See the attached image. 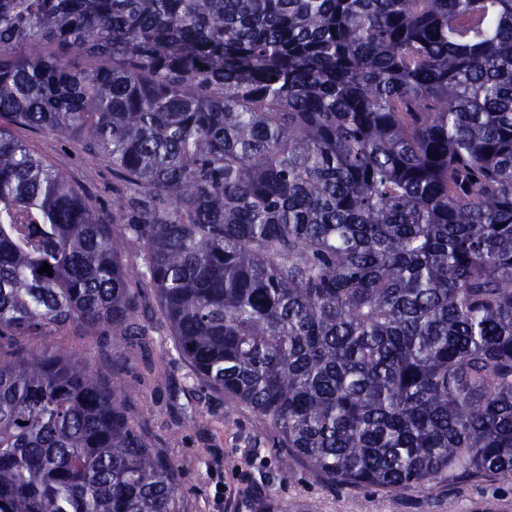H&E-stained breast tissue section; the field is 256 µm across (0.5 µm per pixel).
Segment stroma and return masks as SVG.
<instances>
[{
	"label": "stroma",
	"instance_id": "obj_1",
	"mask_svg": "<svg viewBox=\"0 0 512 512\" xmlns=\"http://www.w3.org/2000/svg\"><path fill=\"white\" fill-rule=\"evenodd\" d=\"M14 134L42 159L64 160L68 178L97 218L111 223L115 180L105 160L73 138L21 127ZM22 345L65 348L101 375H118L129 390L134 420L179 470L185 512H512V483L494 476L396 495L331 484L298 456L290 459V474L282 475L281 451L259 429L257 414L230 406L223 395H200L163 337L132 344L69 328L25 337Z\"/></svg>",
	"mask_w": 512,
	"mask_h": 512
}]
</instances>
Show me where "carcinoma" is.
Masks as SVG:
<instances>
[{
    "label": "carcinoma",
    "instance_id": "cac0c4a2",
    "mask_svg": "<svg viewBox=\"0 0 512 512\" xmlns=\"http://www.w3.org/2000/svg\"><path fill=\"white\" fill-rule=\"evenodd\" d=\"M153 308L335 484L512 482V0H0V512H183L117 380L3 353ZM14 135L34 154L45 161L63 159L66 174L85 197L96 217L112 223V168L102 158L87 150L78 140L16 127Z\"/></svg>",
    "mask_w": 512,
    "mask_h": 512
}]
</instances>
